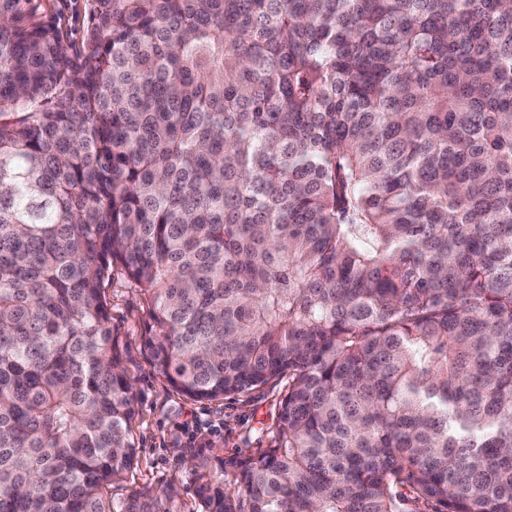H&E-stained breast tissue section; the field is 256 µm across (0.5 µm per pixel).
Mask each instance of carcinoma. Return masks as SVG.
Here are the masks:
<instances>
[{
  "label": "carcinoma",
  "mask_w": 512,
  "mask_h": 512,
  "mask_svg": "<svg viewBox=\"0 0 512 512\" xmlns=\"http://www.w3.org/2000/svg\"><path fill=\"white\" fill-rule=\"evenodd\" d=\"M0 0V512L116 505L114 272L199 401L288 379L202 512H512V0ZM41 20L53 19L68 54L75 59L89 22L90 0H35Z\"/></svg>",
  "instance_id": "1"
}]
</instances>
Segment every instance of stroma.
Returning a JSON list of instances; mask_svg holds the SVG:
<instances>
[{
	"label": "stroma",
	"mask_w": 512,
	"mask_h": 512,
	"mask_svg": "<svg viewBox=\"0 0 512 512\" xmlns=\"http://www.w3.org/2000/svg\"><path fill=\"white\" fill-rule=\"evenodd\" d=\"M36 2L40 16L55 21L69 55H76L89 22L90 0ZM109 295L112 327L137 409L136 462L111 495L117 501L136 496L155 502L158 512H200L193 494V463L208 457L218 475L224 457H242L266 447L277 422L283 386L271 383L212 402L191 399L157 371L143 345V336L151 330L145 302L119 276Z\"/></svg>",
	"instance_id": "stroma-1"
}]
</instances>
